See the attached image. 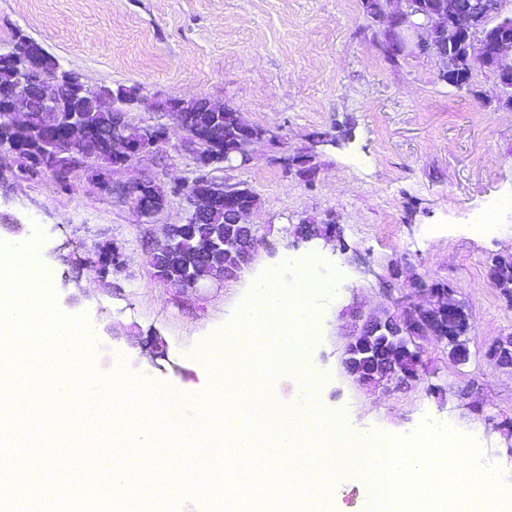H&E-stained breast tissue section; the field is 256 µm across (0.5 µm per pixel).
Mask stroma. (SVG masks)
<instances>
[{"mask_svg": "<svg viewBox=\"0 0 512 512\" xmlns=\"http://www.w3.org/2000/svg\"><path fill=\"white\" fill-rule=\"evenodd\" d=\"M381 4L372 17L363 0H0V47L21 32L89 85L135 87L149 100L204 98L274 134L249 145L248 166L214 172L258 198L250 221L260 241L236 278L182 290L160 282L148 263L163 225L187 221L185 197L172 188L192 180L195 163L174 124L162 151L115 175L166 190L152 223L132 198L101 187L95 172L103 160L89 159L64 187L49 173L22 178L14 159L0 158V242L41 227L56 307L85 317L97 372L125 360L144 382L182 396L188 425L197 397L214 387L199 345L234 321L254 278L284 257L317 255L340 277L333 295L312 299L321 313L307 360L321 381V407L341 414L350 432L408 438L426 416L469 432L508 487L512 371L487 352L512 334V304L488 276L492 256L512 253V106L500 104L482 69L459 90L438 82L432 53L388 59L382 18L401 2ZM322 133L336 142L320 147L315 179H299L284 160ZM491 207L494 224L476 228L475 216ZM328 218L340 226L336 240L293 234ZM109 243L120 247L125 268L101 279L86 260ZM411 275L456 288L470 314V359L454 363L433 339L418 382L362 389L342 366L352 312L391 305Z\"/></svg>", "mask_w": 512, "mask_h": 512, "instance_id": "obj_1", "label": "stroma"}]
</instances>
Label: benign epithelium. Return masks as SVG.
<instances>
[{
    "mask_svg": "<svg viewBox=\"0 0 512 512\" xmlns=\"http://www.w3.org/2000/svg\"><path fill=\"white\" fill-rule=\"evenodd\" d=\"M501 14L498 0H448L447 23L441 28L442 36L448 39V45L461 54L473 50L485 52L491 50L493 57L501 62L494 79L500 87L502 98L512 95V25L509 21L493 23ZM428 21L416 15L411 9L388 16L386 32L388 41L386 50L399 54L407 49L408 35L415 37L414 46L420 50L429 47L421 41L427 36ZM70 89L67 81L49 78L36 66L24 70L23 76L8 93V104L0 106V126L19 124L18 109L26 112H50L53 124H62L66 128L64 141L60 143L63 153L68 155L71 168L83 167L89 155L84 150L85 129L81 115L70 112L64 116L55 112L56 97ZM82 89L95 93L102 107L114 113L112 127L107 137L112 146L122 154L123 166L157 151L160 145L157 131H168L164 119L171 115L167 110H158V119L152 123L137 126L139 132L130 134L132 124L127 120L130 105L118 99L106 86H82ZM211 139L208 129L198 128L186 133L183 141L184 151L193 156L199 174L191 184V196L195 204L189 207L188 221L201 223L208 211L217 208L226 200H235L237 205L230 212L233 223L239 225L238 234L227 238L224 232L216 230L210 237L211 248L205 259L195 268L187 271V281L175 282L167 277L162 281L174 288L192 289L197 287L200 279L206 275H222L233 279L241 270L258 241V230L247 223V217L254 207L250 203L239 202V185L224 183L221 190H212V176L208 165L202 160L201 148ZM246 142L238 143L224 153V170L244 167L249 157L244 152ZM149 189V180L143 179L122 190L133 197L139 217L150 220L158 215L164 204L147 203L142 200V193ZM409 288L415 294L395 305V310L383 308L361 316L352 333L355 346L345 348L343 365L346 372L359 384L377 386L382 383L406 384L420 378L423 365L424 342L437 338L445 341L454 350L453 361L465 363L469 358V314L463 303L455 298L456 290L448 286L445 292L431 285L413 280Z\"/></svg>",
    "mask_w": 512,
    "mask_h": 512,
    "instance_id": "obj_1",
    "label": "benign epithelium"
}]
</instances>
